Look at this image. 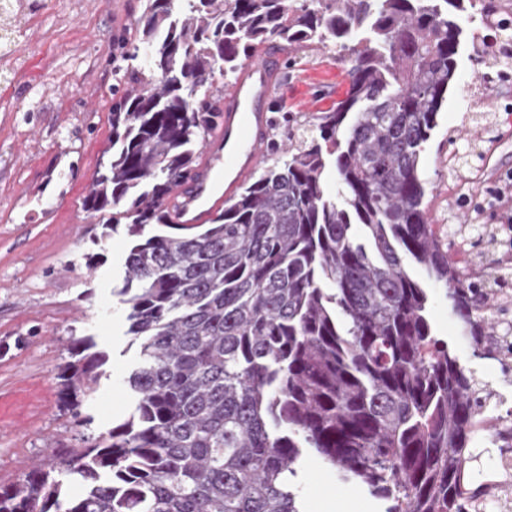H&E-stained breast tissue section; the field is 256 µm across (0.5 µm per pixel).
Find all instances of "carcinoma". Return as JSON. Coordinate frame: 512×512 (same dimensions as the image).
<instances>
[{
  "instance_id": "carcinoma-1",
  "label": "carcinoma",
  "mask_w": 512,
  "mask_h": 512,
  "mask_svg": "<svg viewBox=\"0 0 512 512\" xmlns=\"http://www.w3.org/2000/svg\"><path fill=\"white\" fill-rule=\"evenodd\" d=\"M460 0H147L117 65L112 155L81 205L130 246L122 287L139 361L133 410L60 468L0 488V512H303L291 476L314 453L386 512H468L462 468L489 386L437 338L417 265L471 341L498 346L494 289L448 255L420 155L456 70ZM270 39L341 41L348 87L288 118V150L201 230L168 199L222 112L215 76ZM333 165L341 204L322 174ZM87 338L67 402L105 362Z\"/></svg>"
}]
</instances>
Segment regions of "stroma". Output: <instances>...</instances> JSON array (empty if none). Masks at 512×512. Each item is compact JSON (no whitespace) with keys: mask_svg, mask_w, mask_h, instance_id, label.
Listing matches in <instances>:
<instances>
[{"mask_svg":"<svg viewBox=\"0 0 512 512\" xmlns=\"http://www.w3.org/2000/svg\"><path fill=\"white\" fill-rule=\"evenodd\" d=\"M19 55L0 75V486L33 465L61 460L127 418V377L138 360L126 311L112 289L124 275L125 227L103 236L81 222L80 201L99 163L111 155L113 58L144 0H24ZM466 0L454 12L463 34L454 78L421 154L438 224L498 225L489 199L512 173V78L502 77L465 105L479 67L473 32L486 6ZM348 64L324 45L285 60L282 109L300 121L335 106L348 86ZM457 265L494 276L500 258L487 244L449 238ZM433 329L461 362L493 384L499 403L488 429L512 418V367L481 357L462 336L442 288L431 287ZM88 338L107 362L78 411L64 404L58 368L75 339ZM304 512H384L357 481L341 482L315 455L293 480Z\"/></svg>","mask_w":512,"mask_h":512,"instance_id":"1","label":"stroma"}]
</instances>
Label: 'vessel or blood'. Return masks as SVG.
<instances>
[{"instance_id": "1", "label": "vessel or blood", "mask_w": 512, "mask_h": 512, "mask_svg": "<svg viewBox=\"0 0 512 512\" xmlns=\"http://www.w3.org/2000/svg\"><path fill=\"white\" fill-rule=\"evenodd\" d=\"M280 72V52L265 47L225 88L222 122L205 141L202 162L193 178L171 196L169 205L177 222L205 223L263 163Z\"/></svg>"}]
</instances>
